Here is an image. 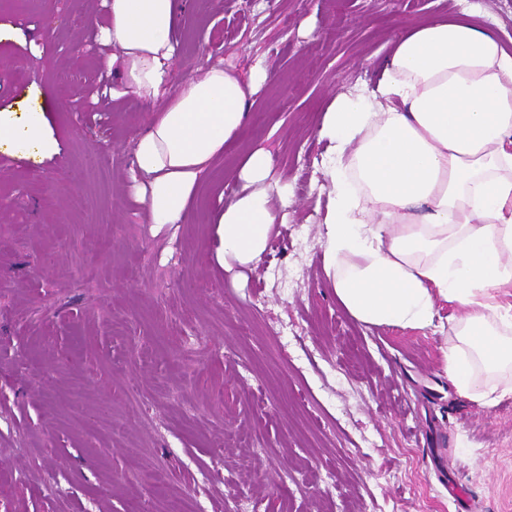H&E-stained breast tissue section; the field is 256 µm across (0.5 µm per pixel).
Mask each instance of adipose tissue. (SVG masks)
I'll return each instance as SVG.
<instances>
[{"mask_svg":"<svg viewBox=\"0 0 512 512\" xmlns=\"http://www.w3.org/2000/svg\"><path fill=\"white\" fill-rule=\"evenodd\" d=\"M100 38L117 72L113 97L155 103L132 149L133 189L149 223H184L203 173L239 134L250 81L213 66L173 81L175 0H103ZM371 93L339 94L317 134L333 159L322 220L324 271L357 322L424 330L437 301L458 308L445 373L484 407L512 393V46L467 10L424 20L396 37ZM0 151L51 158L58 142L43 113L0 114ZM254 150L236 174L234 200L216 212L220 265H258L286 185Z\"/></svg>","mask_w":512,"mask_h":512,"instance_id":"adipose-tissue-1","label":"adipose tissue"}]
</instances>
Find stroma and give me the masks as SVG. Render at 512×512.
<instances>
[{"mask_svg": "<svg viewBox=\"0 0 512 512\" xmlns=\"http://www.w3.org/2000/svg\"><path fill=\"white\" fill-rule=\"evenodd\" d=\"M512 38V0H446ZM176 73L270 78L184 223L150 224L132 148L151 103L82 49L102 0H0V113L43 109L59 152L0 153V512H512V394L490 408L444 372L449 309L425 330L367 327L323 271L329 99L365 94L419 0H176ZM222 40L224 51L211 46ZM102 123L84 127L85 113ZM108 151H101V144ZM288 186L257 268L215 258L218 209L256 149Z\"/></svg>", "mask_w": 512, "mask_h": 512, "instance_id": "obj_1", "label": "stroma"}]
</instances>
